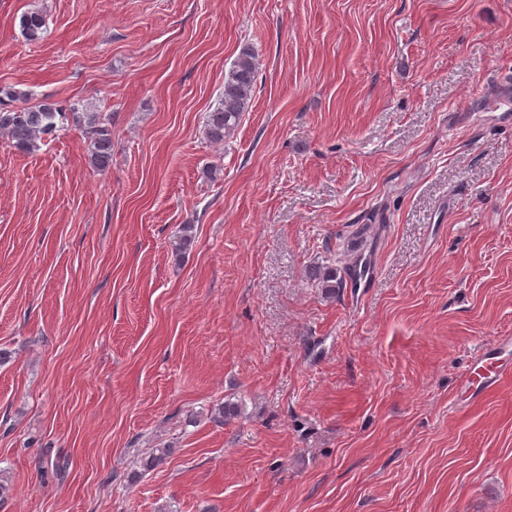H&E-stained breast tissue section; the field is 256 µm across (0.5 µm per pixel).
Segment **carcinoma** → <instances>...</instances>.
Here are the masks:
<instances>
[{"label":"carcinoma","instance_id":"cac0c4a2","mask_svg":"<svg viewBox=\"0 0 512 512\" xmlns=\"http://www.w3.org/2000/svg\"><path fill=\"white\" fill-rule=\"evenodd\" d=\"M20 34L27 42L43 39L47 16L40 9L24 12L19 18ZM258 73L255 52L242 49L229 69L224 72V91L218 105L205 116V137L222 144L232 138L245 112L249 110ZM31 92L14 86L0 87V134L17 150L33 154L44 140L54 135L64 123L82 129L87 135L88 163L95 169H104L112 162V131L103 114L91 111L77 103L64 106L48 98L41 103L26 104ZM195 225L183 224L176 237L175 253L180 255L195 241Z\"/></svg>","mask_w":512,"mask_h":512}]
</instances>
